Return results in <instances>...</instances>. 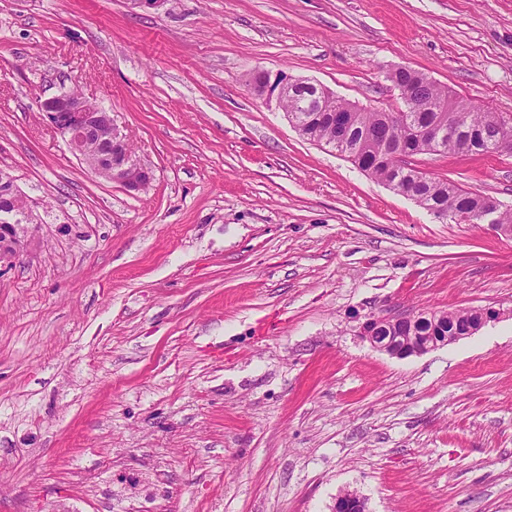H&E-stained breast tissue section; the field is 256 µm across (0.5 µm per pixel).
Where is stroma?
Returning <instances> with one entry per match:
<instances>
[{"label": "stroma", "mask_w": 512, "mask_h": 512, "mask_svg": "<svg viewBox=\"0 0 512 512\" xmlns=\"http://www.w3.org/2000/svg\"><path fill=\"white\" fill-rule=\"evenodd\" d=\"M258 66L387 111L402 66L512 117V0H0V169L41 226L0 274V512H512V236L302 138ZM73 89L147 190L46 123ZM414 161L512 209V154ZM473 307L510 314L403 359L358 334Z\"/></svg>", "instance_id": "stroma-1"}]
</instances>
